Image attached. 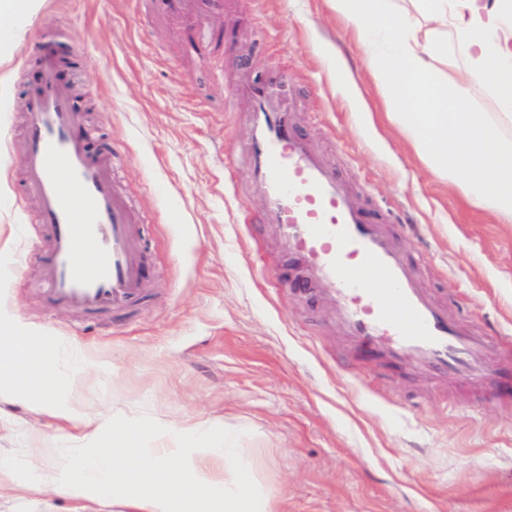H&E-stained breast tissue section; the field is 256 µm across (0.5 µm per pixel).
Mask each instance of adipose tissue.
Segmentation results:
<instances>
[{
	"label": "adipose tissue",
	"instance_id": "adipose-tissue-1",
	"mask_svg": "<svg viewBox=\"0 0 512 512\" xmlns=\"http://www.w3.org/2000/svg\"><path fill=\"white\" fill-rule=\"evenodd\" d=\"M364 45L370 77L391 119L450 189L512 223V0H330ZM40 0H0V59ZM463 61L467 79L501 109L474 111L441 68ZM21 327L0 311V392L57 417L88 440L73 451L77 491L125 496L135 512H274L261 477L233 431L204 433L169 423L86 410L58 369L59 344L30 358Z\"/></svg>",
	"mask_w": 512,
	"mask_h": 512
}]
</instances>
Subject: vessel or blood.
Instances as JSON below:
<instances>
[{"mask_svg": "<svg viewBox=\"0 0 512 512\" xmlns=\"http://www.w3.org/2000/svg\"><path fill=\"white\" fill-rule=\"evenodd\" d=\"M215 29L197 16L190 50L212 58ZM47 34L35 47L30 107L17 156L23 190L37 204L48 243L40 268L44 299L95 317L125 313L144 297L143 253L137 213L112 177L117 146L93 149L80 134V115L69 88L68 63ZM286 78L263 80L240 70L228 84L230 99L249 105V135L237 148L247 177L264 199L257 221L273 225L283 249L307 278L309 294L333 303L336 323L352 345L370 343L386 360L415 358L439 375L485 384L494 361L512 344L488 336L448 313L416 276L426 254L407 258L383 223L372 222L351 185L311 142L295 130Z\"/></svg>", "mask_w": 512, "mask_h": 512, "instance_id": "1", "label": "vessel or blood"}]
</instances>
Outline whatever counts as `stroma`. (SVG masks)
I'll return each mask as SVG.
<instances>
[{"label": "stroma", "mask_w": 512, "mask_h": 512, "mask_svg": "<svg viewBox=\"0 0 512 512\" xmlns=\"http://www.w3.org/2000/svg\"><path fill=\"white\" fill-rule=\"evenodd\" d=\"M256 9L229 36L222 75L189 51L188 21L153 0H41L0 59V310L35 335L79 345L70 371L92 410L242 433L275 512H512V399L410 362L395 367L349 347L330 309L302 280L258 214L242 155L224 172L226 140L247 134L244 103L225 78L288 68L296 130L354 187L368 210L398 208L396 242L424 252L417 268L450 314L512 342V224L449 190L389 120L365 52L328 0H222ZM59 53L78 46L68 78L94 147L128 154L119 177L137 210L146 294L125 314L86 321L51 310L35 288L43 225L11 154L28 109L31 53L45 28ZM265 265L283 278L268 282ZM84 442L61 420L0 395V453L21 468L0 477V512H130L73 498L32 473H68Z\"/></svg>", "instance_id": "obj_1"}]
</instances>
